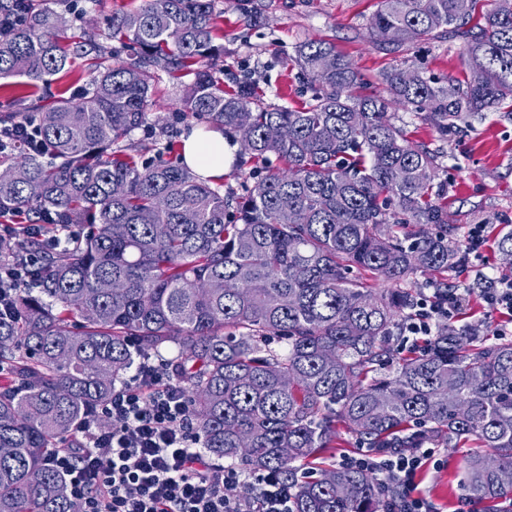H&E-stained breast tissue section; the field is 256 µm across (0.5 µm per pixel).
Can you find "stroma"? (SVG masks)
<instances>
[{
  "label": "stroma",
  "instance_id": "stroma-1",
  "mask_svg": "<svg viewBox=\"0 0 512 512\" xmlns=\"http://www.w3.org/2000/svg\"><path fill=\"white\" fill-rule=\"evenodd\" d=\"M142 0H48L49 7L67 21L69 42L103 31L112 13L137 8ZM378 0H251L243 10L240 0H218L216 45L224 52L215 62L224 72V86L255 83L266 102L297 108L311 90L295 63L296 48L307 39H326L338 53L350 58L360 71L363 92L379 89L383 72L413 67L440 85H458L468 73L465 39L441 32L399 50L371 42L367 27ZM192 80L188 71L161 73L154 83L155 106L146 127L131 141L147 159L175 160L165 151L168 142H180L185 130L205 127V119L184 114L179 99ZM410 140L442 153V179L448 183L445 203L448 222L457 238H465L473 224L489 225L491 235L481 257H469L465 266L449 273L448 280L462 287L478 273L506 274L497 247L505 229H512V116L487 112L469 126L441 139L425 121L400 113ZM466 449L448 448L438 467L420 478L422 494L440 512H456L466 492L462 487Z\"/></svg>",
  "mask_w": 512,
  "mask_h": 512
}]
</instances>
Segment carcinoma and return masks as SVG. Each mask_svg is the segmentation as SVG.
<instances>
[{
    "mask_svg": "<svg viewBox=\"0 0 512 512\" xmlns=\"http://www.w3.org/2000/svg\"><path fill=\"white\" fill-rule=\"evenodd\" d=\"M479 2L379 0L369 20L374 42L398 48L461 32L469 79L452 98L412 69L383 73L384 93L362 95L356 65L313 39L296 56L310 99L268 105L246 83L224 90L216 0H144L103 31L126 57L31 108L35 122L26 110L0 113V129L33 127L46 148L5 141L0 217L89 227L58 250L21 231L0 248L15 259L39 251L42 263L41 286L18 291L15 314L0 319V512H75L51 452L136 359L172 347L211 459L278 472L295 512L384 508L377 473L315 465L343 430L361 448L471 441L487 452L467 457V496L512 512V340L443 324L406 356L390 346L419 299L414 275L444 289L465 261L440 203V156L409 140L392 111L441 138L467 113H512V0H487L474 29ZM1 13L12 22L0 33V78L48 88L71 63L64 22L34 0H0ZM178 67L193 75L184 107L250 144L237 162L257 176L245 193L178 162H144L128 143L148 124L156 71ZM273 126L288 138L269 137ZM271 155L283 167L260 174Z\"/></svg>",
    "mask_w": 512,
    "mask_h": 512,
    "instance_id": "cac0c4a2",
    "label": "carcinoma"
}]
</instances>
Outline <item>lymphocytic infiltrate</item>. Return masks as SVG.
Masks as SVG:
<instances>
[{"label":"lymphocytic infiltrate","instance_id":"lymphocytic-infiltrate-1","mask_svg":"<svg viewBox=\"0 0 512 512\" xmlns=\"http://www.w3.org/2000/svg\"><path fill=\"white\" fill-rule=\"evenodd\" d=\"M41 282L37 255L0 259V316L13 312L20 287ZM498 317L496 335H512V278H495L479 290H433L419 298L404 330L431 335L443 322H459L472 297ZM171 365L142 359L109 398L78 422L69 447L50 465L65 479L82 512H292L293 489L277 473L256 474L209 463L194 428L186 394ZM436 447L365 450L344 465L381 474L384 512H437L418 488V477L437 465ZM245 487L250 497L238 495Z\"/></svg>","mask_w":512,"mask_h":512}]
</instances>
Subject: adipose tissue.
<instances>
[{
    "label": "adipose tissue",
    "instance_id": "1",
    "mask_svg": "<svg viewBox=\"0 0 512 512\" xmlns=\"http://www.w3.org/2000/svg\"><path fill=\"white\" fill-rule=\"evenodd\" d=\"M240 144L234 136L222 131L191 129L182 140V159L191 169L208 178L219 179L228 174L236 162Z\"/></svg>",
    "mask_w": 512,
    "mask_h": 512
}]
</instances>
